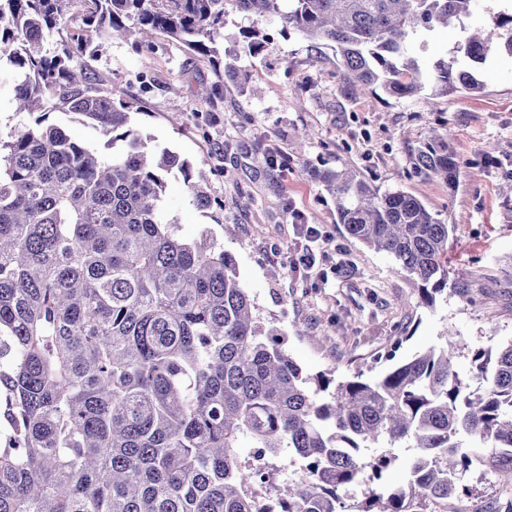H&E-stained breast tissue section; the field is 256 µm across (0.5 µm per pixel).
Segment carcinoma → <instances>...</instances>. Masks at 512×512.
Returning <instances> with one entry per match:
<instances>
[{
  "instance_id": "carcinoma-1",
  "label": "carcinoma",
  "mask_w": 512,
  "mask_h": 512,
  "mask_svg": "<svg viewBox=\"0 0 512 512\" xmlns=\"http://www.w3.org/2000/svg\"><path fill=\"white\" fill-rule=\"evenodd\" d=\"M72 0H0V71L27 112H78L122 148L106 160L57 124L0 136V512H429L468 496L464 478L491 450L512 484V340L471 349L444 336L374 381L310 379L259 321L234 256L207 234H177L165 207L178 169L192 204L214 200L191 165L149 145L105 79L71 66L45 33ZM100 36H163L214 57L224 0H91ZM327 41L356 89L391 97L480 89L491 36L466 34L457 58L424 68L411 38L471 16L476 0H236ZM512 57V11L491 18ZM415 173L455 187L444 135L411 155ZM338 223L397 261L434 307L448 288L451 225L414 195L346 172L319 175ZM250 442L243 452L241 439ZM416 450L404 482L397 457ZM291 458L287 496H272L271 459Z\"/></svg>"
}]
</instances>
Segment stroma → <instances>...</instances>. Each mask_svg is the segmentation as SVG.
Returning <instances> with one entry per match:
<instances>
[{
    "instance_id": "obj_1",
    "label": "stroma",
    "mask_w": 512,
    "mask_h": 512,
    "mask_svg": "<svg viewBox=\"0 0 512 512\" xmlns=\"http://www.w3.org/2000/svg\"><path fill=\"white\" fill-rule=\"evenodd\" d=\"M266 37L258 56L244 51L243 32ZM217 62L191 55L161 37L147 46L130 37L95 38L73 63L112 77L114 100L131 107V122L152 144L205 171L221 208L197 209L180 172L166 180L165 202L181 237L208 233L236 260L239 280L265 327L277 330L304 376L377 379L416 354L439 346L446 331L467 345L456 359L468 372V349L512 340V57L492 48L479 71L482 89L448 96L394 98L351 88L327 45L312 47L285 32L278 16H247L224 0ZM244 70L246 85L224 75ZM221 85L211 102L201 87ZM76 141L111 156L110 135L85 116L52 112ZM447 132L458 183L414 176L409 155L432 131ZM279 158L259 168L257 151ZM348 169L380 190L399 188L453 226L448 287L434 308L394 259L351 237L337 221L336 202L319 179ZM302 211L321 236L296 235L289 208ZM319 256L310 273L292 268L304 248ZM472 496L448 512H505L512 488L491 463L471 470Z\"/></svg>"
}]
</instances>
